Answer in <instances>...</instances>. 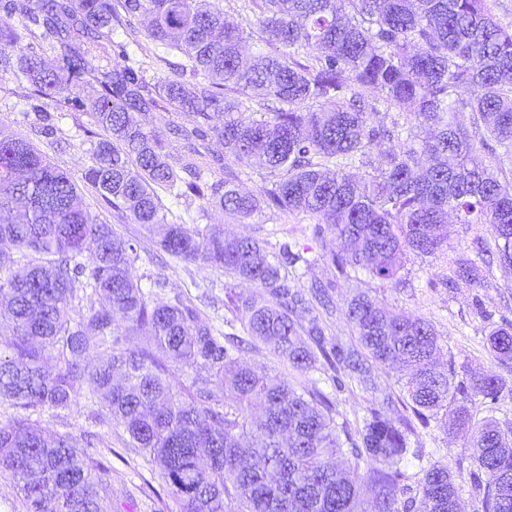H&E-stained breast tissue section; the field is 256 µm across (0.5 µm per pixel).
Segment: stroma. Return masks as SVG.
Wrapping results in <instances>:
<instances>
[{
	"label": "stroma",
	"mask_w": 512,
	"mask_h": 512,
	"mask_svg": "<svg viewBox=\"0 0 512 512\" xmlns=\"http://www.w3.org/2000/svg\"><path fill=\"white\" fill-rule=\"evenodd\" d=\"M130 58L132 65L139 67L145 79L152 84L169 75L171 69L184 60L179 52L147 39L142 40L140 47L131 48ZM37 105L43 111L58 116L64 144L53 143L34 126L29 114ZM0 126L30 141L51 163L74 180H81L91 164L92 140L86 135L87 129L94 126L90 115L48 99L34 102L12 74L1 69ZM85 201L93 213L114 224L117 232L134 245L140 274L164 280L161 296L171 297L182 291H192L201 317L218 325L223 323L228 311L224 305L225 278L221 271L187 264L168 256L140 225L117 219L112 210L99 203L93 195H86ZM191 210L197 214L199 224L223 225L226 233L266 241L271 250L285 240L308 246L311 266L304 271L300 284L306 287L319 281L330 285L338 309L329 315L317 307L312 312L300 314L299 320L306 325L311 319H318L327 339L356 345L355 333L341 308L353 296L367 291L406 315L430 320L439 334L444 355L453 357L457 366L497 374L506 387H512V370L498 364L486 346V337L493 327L512 322V267L495 262L480 268L475 284H463L457 288L445 285L450 261L469 256L474 239L489 236V225H454L448 241L447 258L407 255L399 282L383 283L362 274L342 275L331 263L323 260L324 247L338 249L342 242L329 231L325 232L323 239H314L310 231L313 220L308 216L299 214L281 218L268 209L262 216L241 224L225 218L218 209L202 208L197 200L192 202ZM479 303L488 311V318L483 319L476 314L475 306ZM388 396L395 398V405H384L383 400ZM404 396L397 370L376 367L365 383L354 381L348 383L344 391L335 393L334 401L340 413L351 421L362 418L368 408L380 404L384 405L389 417L395 418L404 413L401 404ZM39 421L51 432L72 435L79 444H93L106 466L102 477L112 488V499L119 512H167L169 498L158 474L141 458L127 451V436L122 429L100 423L84 400H77L67 410L44 409ZM418 438L424 448L434 450L436 459L454 472L460 486L462 510L472 512L470 484L459 467L470 464L474 448L463 437L435 428L419 429Z\"/></svg>",
	"instance_id": "stroma-1"
}]
</instances>
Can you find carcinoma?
Masks as SVG:
<instances>
[{
  "mask_svg": "<svg viewBox=\"0 0 512 512\" xmlns=\"http://www.w3.org/2000/svg\"><path fill=\"white\" fill-rule=\"evenodd\" d=\"M218 2L0 0V46L17 51L28 97L59 99L102 131L91 133L98 140L84 183L158 236L169 256L260 289L228 295L225 331L185 295L145 289L135 247L90 210L71 176L0 130V403L16 409L0 421V474L11 477L22 512H112L104 463L32 420L82 396L159 470L176 512H364L363 484L372 512H456V483L439 461L410 484L405 462L422 455L410 450L408 419L373 407L352 424L317 385L254 372L240 363L239 327L338 391L375 365L408 370L419 423L438 422L480 448L466 468L475 512H512V434L494 417L512 395L501 377H461L451 359L439 368L433 324L369 293L346 304L360 348L326 340L317 320L306 328L295 319L315 302L332 305L325 286L296 284L297 265L309 264L303 252L285 242L271 253L218 224L170 222L158 195L205 199L240 221L267 207L310 216L315 236L328 228L351 245L324 256L382 282L397 278L409 253L444 254L450 215L490 225L482 251L511 267L512 183L497 164L512 158V25L489 0H248L253 19L244 24ZM14 17L52 45L55 64L19 45ZM254 26L266 55L249 51ZM116 27L185 54L189 66L152 85L122 45L118 60L101 63L90 51L112 42ZM89 81L98 86L92 99L80 93ZM162 102L189 118L172 128L187 158L167 151L152 126ZM381 107L405 123L373 124ZM464 111L500 152L478 153L456 121ZM35 121L57 137L50 114L37 110ZM424 125L433 135L418 143L414 127ZM211 140L224 153L202 152ZM254 162L272 180L244 192L238 169ZM220 164L224 178L202 181L201 166ZM360 167L362 178L351 172ZM476 274L474 260L455 261L454 282ZM487 346L512 368V323L493 328ZM170 363L209 378L183 391Z\"/></svg>",
  "mask_w": 512,
  "mask_h": 512,
  "instance_id": "carcinoma-1",
  "label": "carcinoma"
}]
</instances>
